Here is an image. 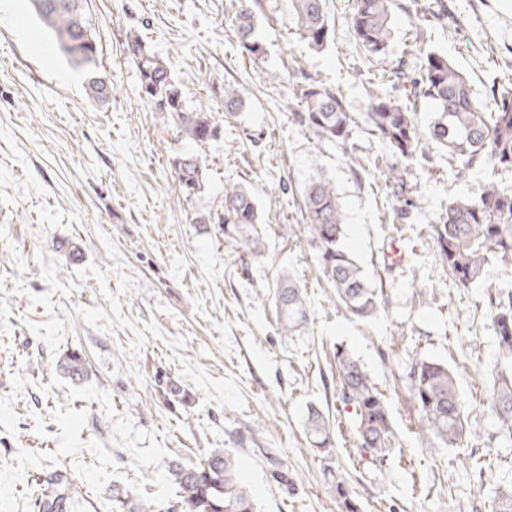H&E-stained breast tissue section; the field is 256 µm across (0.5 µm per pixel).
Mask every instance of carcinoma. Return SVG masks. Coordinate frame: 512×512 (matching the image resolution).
<instances>
[{
	"mask_svg": "<svg viewBox=\"0 0 512 512\" xmlns=\"http://www.w3.org/2000/svg\"><path fill=\"white\" fill-rule=\"evenodd\" d=\"M50 7L47 0H32L43 24L54 34L59 52L87 75L86 93L99 102L111 97L109 84L98 76L97 42L92 24L81 8L82 0H59ZM395 0H356L347 25L358 49L367 57L387 54L392 40ZM295 33L316 51L333 41L335 29L326 0H288ZM264 0H239L232 19L238 46L259 60L264 47L259 38V21L265 16ZM127 57L136 65L139 93L157 112L165 113L181 138L206 144L221 137L224 125L215 116L187 107L182 88L173 80L167 64L151 45L135 33L125 42ZM293 73L304 81L293 85L290 100L297 110L291 122L313 138L351 147L355 120L347 112L339 91L306 76L305 66L295 63ZM376 90L370 93L365 122L389 151L385 161L388 179L401 183L408 166L419 159L429 163L428 148H441L455 156L465 171L475 167L512 170V77H493L487 88L491 105L480 103L467 75L445 55L427 51L412 72L406 64L383 70L374 76ZM405 96H393L397 84ZM435 105L429 122L421 127L412 101ZM246 101L237 90L224 86V113L234 117ZM205 160L195 152H178L169 160L172 186L185 200L205 189ZM305 219V241L314 252L319 274L330 283L337 301L353 316L368 320L378 311L379 294L353 257L342 247L346 216L332 180L318 175L299 189ZM415 203L408 198L390 205L391 223L409 220ZM201 224H220L224 239L236 244L243 255L258 257L264 249L262 210L251 189L234 183L224 187V206L197 218ZM442 265L456 285L468 288L482 278L492 258L512 265V190L489 182L472 198H460L443 206L429 225ZM279 335H295L308 322L309 312L303 289L286 271L272 285ZM493 336L498 347L492 405L503 440L512 441V287L500 288L488 297ZM338 397L350 409L355 424L356 447L368 462L376 465L396 453L394 429L383 390L364 365L339 347L333 355ZM59 367L72 380L85 375L82 355L70 351ZM409 392L421 422L422 433L437 439L445 448L465 444L467 406L459 391L454 371L442 361H415L409 375ZM305 427L312 445L323 452L333 447L331 426L316 404L307 406ZM178 498L168 512H257L249 486L242 480L236 457L218 450L205 460L185 466L175 462L168 469ZM337 512H362L341 474L331 476ZM73 487L62 469L48 473L38 483L39 512H71ZM492 512H512V488L490 493ZM116 512H146L120 486H112Z\"/></svg>",
	"mask_w": 512,
	"mask_h": 512,
	"instance_id": "cac0c4a2",
	"label": "carcinoma"
}]
</instances>
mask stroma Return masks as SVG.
I'll return each mask as SVG.
<instances>
[{"mask_svg":"<svg viewBox=\"0 0 512 512\" xmlns=\"http://www.w3.org/2000/svg\"><path fill=\"white\" fill-rule=\"evenodd\" d=\"M259 27L263 58L242 53L231 31L235 0H83L98 43V72L112 86L88 98L84 71L55 49L29 0L0 12V512H37L33 479L67 471L76 512H112L121 485L151 512L175 499L170 462L228 449L258 512H336L323 474L341 472L364 512H489L473 491L512 485V447H501L489 405L497 347L485 289L512 278L493 260L482 285L461 288L435 251L429 224L449 201L488 181L512 189V171L460 172L438 153L386 184L373 162L386 151L363 114L373 73L413 65L417 43L448 56L485 98L512 65V0H443L450 19L397 0L387 55L366 58L348 31L354 0H328L335 37L311 52L287 0H271ZM147 36L190 108L224 118L220 140L181 139L145 104L124 43ZM335 86L356 119L351 148L320 142L289 120L292 61ZM246 108L224 116V88ZM201 154L205 188L184 200L168 177L180 151ZM330 177L345 207L344 246L379 292L375 318L337 300L299 224L308 180ZM241 182L258 198L265 251L241 259L219 225L198 218ZM412 198L408 223L388 199ZM300 282L310 318L280 337L270 287L281 270ZM352 352L384 390L403 453L361 461L354 425L336 392V348ZM77 350L72 382L58 367ZM447 362L469 405L466 444L441 447L417 425L407 374L417 359ZM179 396H172L170 386ZM334 426L333 452L311 447L308 404ZM489 454L485 470L474 455Z\"/></svg>","mask_w":512,"mask_h":512,"instance_id":"obj_1","label":"stroma"}]
</instances>
